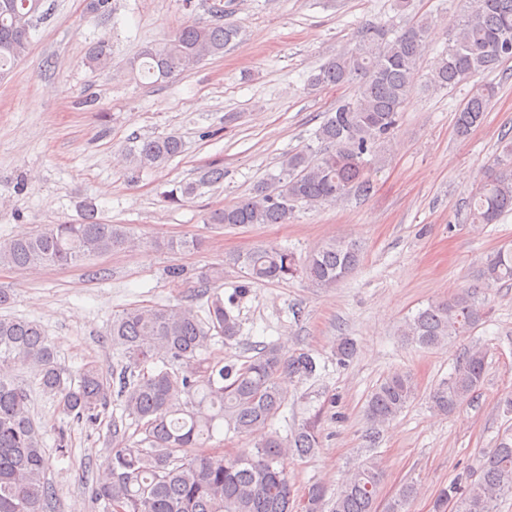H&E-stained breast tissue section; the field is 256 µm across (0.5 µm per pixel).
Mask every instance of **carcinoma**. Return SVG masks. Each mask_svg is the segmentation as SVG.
I'll return each instance as SVG.
<instances>
[{
	"mask_svg": "<svg viewBox=\"0 0 512 512\" xmlns=\"http://www.w3.org/2000/svg\"><path fill=\"white\" fill-rule=\"evenodd\" d=\"M86 13L112 14V0H85ZM43 0H0V74L24 57L30 31ZM208 20H193L172 30L161 43L147 45L135 64L140 75L162 81L208 57L224 53L240 30L224 22V0H206ZM432 19L419 17L394 38L384 26H369L358 46L321 66L309 83L318 87L352 85V97L341 102L316 130L328 150L298 151L282 164L279 186L259 185L252 196L213 211L212 224H287L302 205L336 202L350 193L368 194L373 185L370 161L398 129L403 105L419 75V61L428 45ZM512 58V0H473L457 22L448 48L423 87L453 88L495 70ZM497 86L475 88L457 113L460 133L480 125ZM182 152L175 134L133 140L126 155L135 169H162ZM224 182V168L212 165L195 182L165 194L179 204L202 185ZM475 224H496L512 212V140L506 142L483 183L468 202ZM134 239L123 224H105L94 205H84L78 224H49L35 233L0 243V266L19 269L69 266L131 246ZM360 245L349 238L329 240L299 260L286 248L260 245L230 258L253 282L302 277L318 288H331L360 262ZM223 270L200 276L207 317L190 305H139L112 317L108 336L122 356L112 378L89 363L72 378L57 358L42 327L32 321L0 318V512H45L55 496L46 478L49 457L30 413V394L8 370L23 366L35 373L39 388L57 400L62 413L95 420L117 395L121 416L112 419V454L107 458L109 481L92 489L106 512H295L294 488L280 465L287 454L308 457L322 447L319 416L314 414L286 437L270 430L284 406L287 383L296 376L316 375L311 353L292 355L264 346L242 363L209 364L199 358L217 336L231 341L240 325L224 299L210 293ZM482 285L460 289L429 304L399 326V335L422 348L437 349L448 339L469 335L484 319L483 291L512 282V248L486 258ZM488 347L475 344L454 366L448 380L430 394V407L447 414L466 403L481 384ZM417 385L408 373H393L368 395L363 415L368 439L399 417L414 400ZM249 440L245 448L226 454L208 446L221 425ZM140 439L129 442L127 430ZM384 478L380 460L371 456L344 474L329 512H377ZM417 485H402L385 512H407ZM512 494V430L498 438L482 461L477 480L441 489L434 512H496L497 502ZM302 512H323L325 491L310 485Z\"/></svg>",
	"mask_w": 512,
	"mask_h": 512,
	"instance_id": "cac0c4a2",
	"label": "carcinoma"
}]
</instances>
